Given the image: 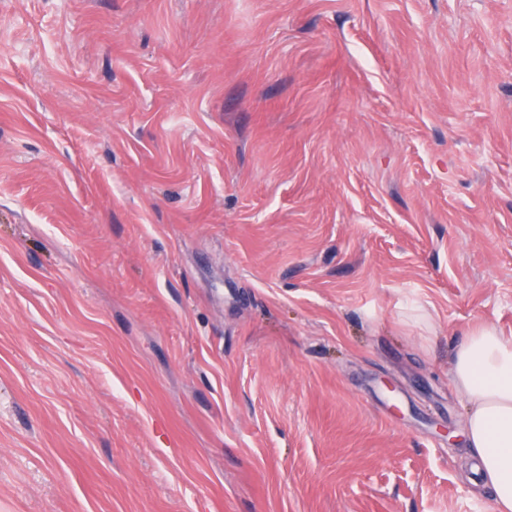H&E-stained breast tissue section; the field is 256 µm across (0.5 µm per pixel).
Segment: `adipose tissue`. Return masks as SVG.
Segmentation results:
<instances>
[{"mask_svg": "<svg viewBox=\"0 0 512 512\" xmlns=\"http://www.w3.org/2000/svg\"><path fill=\"white\" fill-rule=\"evenodd\" d=\"M451 384L467 405V449L493 512H512V342L490 323L469 330L451 359Z\"/></svg>", "mask_w": 512, "mask_h": 512, "instance_id": "1", "label": "adipose tissue"}]
</instances>
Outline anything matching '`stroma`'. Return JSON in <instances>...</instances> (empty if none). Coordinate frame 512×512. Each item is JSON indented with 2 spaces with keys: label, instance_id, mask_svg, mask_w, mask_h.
<instances>
[{
  "label": "stroma",
  "instance_id": "stroma-1",
  "mask_svg": "<svg viewBox=\"0 0 512 512\" xmlns=\"http://www.w3.org/2000/svg\"><path fill=\"white\" fill-rule=\"evenodd\" d=\"M484 323L512 0H0V512H491Z\"/></svg>",
  "mask_w": 512,
  "mask_h": 512
}]
</instances>
